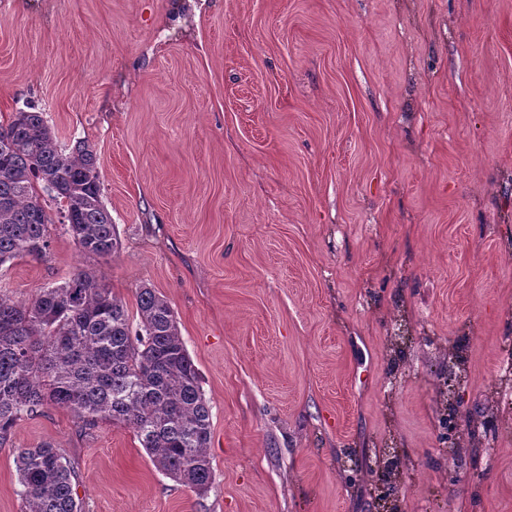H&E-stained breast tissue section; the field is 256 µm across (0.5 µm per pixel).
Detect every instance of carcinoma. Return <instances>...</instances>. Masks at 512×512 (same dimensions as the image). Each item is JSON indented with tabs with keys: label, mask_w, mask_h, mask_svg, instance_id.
Wrapping results in <instances>:
<instances>
[{
	"label": "carcinoma",
	"mask_w": 512,
	"mask_h": 512,
	"mask_svg": "<svg viewBox=\"0 0 512 512\" xmlns=\"http://www.w3.org/2000/svg\"><path fill=\"white\" fill-rule=\"evenodd\" d=\"M101 195L91 146L65 154L37 111L0 124V266L48 256L52 204L81 252L115 255L116 225ZM137 315L135 326L123 302L83 270L29 302L0 293V446L19 421L54 405L86 427L104 419L132 428L157 469L202 496L214 471L198 369L164 297L141 288ZM16 462L23 512H82L74 468L54 444L22 448ZM401 467L398 454L375 456L389 491Z\"/></svg>",
	"instance_id": "obj_1"
}]
</instances>
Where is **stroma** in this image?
Returning a JSON list of instances; mask_svg holds the SVG:
<instances>
[{
    "label": "stroma",
    "mask_w": 512,
    "mask_h": 512,
    "mask_svg": "<svg viewBox=\"0 0 512 512\" xmlns=\"http://www.w3.org/2000/svg\"><path fill=\"white\" fill-rule=\"evenodd\" d=\"M87 142L121 249L0 266L17 300L93 272L129 313L170 303L210 407L206 495L133 431L67 410L0 447L73 465L83 512H512V0H0V124ZM498 447L449 474L439 376ZM402 467V458L395 450L393 452L383 451L382 454L375 455V468L378 480L385 483L388 491H394L393 482L400 473Z\"/></svg>",
    "instance_id": "obj_1"
}]
</instances>
